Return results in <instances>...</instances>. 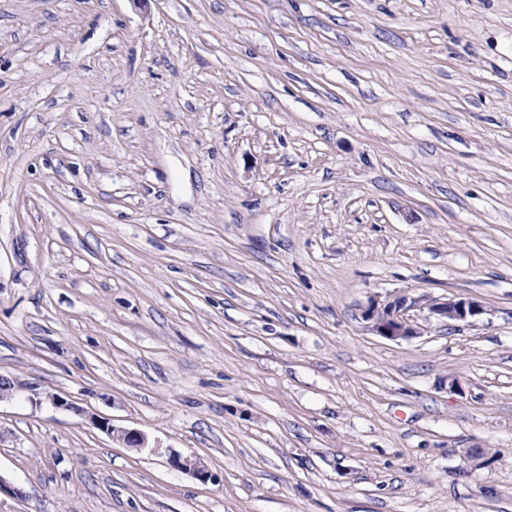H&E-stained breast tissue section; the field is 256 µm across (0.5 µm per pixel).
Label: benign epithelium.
<instances>
[{"label":"benign epithelium","instance_id":"1","mask_svg":"<svg viewBox=\"0 0 512 512\" xmlns=\"http://www.w3.org/2000/svg\"><path fill=\"white\" fill-rule=\"evenodd\" d=\"M418 306H420V300L407 297L398 298L387 304L372 300L365 311V318L371 323V330L378 336L391 341L408 340L420 335V328L410 315V311ZM425 308L431 314L445 318L449 322H465L485 313L484 305L476 298L434 300L425 304ZM22 393L26 394L28 400L33 404H40L42 400L46 399L56 408L89 416V420L94 426L103 431L112 441L127 448L141 450L149 447L146 434L136 428L116 426L110 419L94 414L89 415L74 402L60 396L49 395L43 399L35 386L0 374V403L13 400ZM169 463L203 484L214 480L212 472L195 456H183L172 452L169 454Z\"/></svg>","mask_w":512,"mask_h":512}]
</instances>
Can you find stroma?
I'll return each instance as SVG.
<instances>
[{"mask_svg": "<svg viewBox=\"0 0 512 512\" xmlns=\"http://www.w3.org/2000/svg\"><path fill=\"white\" fill-rule=\"evenodd\" d=\"M0 373V512H512V0H0ZM420 300L401 297L394 302L380 304L371 300L365 318L371 323L373 332L391 341L408 340L420 336V328L409 314L415 307H421ZM428 311L440 318H446L449 322H465L485 313V307L476 298L467 299H446L442 301H431L423 306ZM25 393L32 404H41L40 392L32 384H23L15 377L0 374V403L15 399L18 395ZM88 418L94 426L103 431L113 442L137 450L149 447L148 437L139 429L116 426L112 420L94 414L89 415ZM169 463L178 470L190 474L194 479L206 484L212 482L215 476L200 459L195 456H183L176 452H170Z\"/></svg>", "mask_w": 512, "mask_h": 512, "instance_id": "1", "label": "stroma"}]
</instances>
